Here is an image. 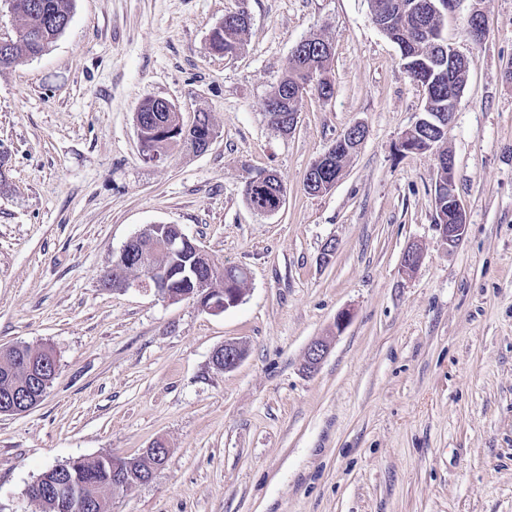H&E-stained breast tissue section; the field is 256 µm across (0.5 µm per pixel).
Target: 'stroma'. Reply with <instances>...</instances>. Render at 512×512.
<instances>
[{
    "label": "stroma",
    "instance_id": "stroma-1",
    "mask_svg": "<svg viewBox=\"0 0 512 512\" xmlns=\"http://www.w3.org/2000/svg\"><path fill=\"white\" fill-rule=\"evenodd\" d=\"M241 9L237 51L216 53L213 28ZM441 26L469 61L445 143L466 217L453 248L434 222L438 150H400L424 91L368 0H73L45 52L0 67V347L58 360L40 403L0 415V512H41L26 490L54 465L159 439L165 467L111 512H512V0H455ZM314 36L334 94L308 91L285 134L266 101ZM147 97L187 125L208 113L209 149L145 160ZM355 124L342 176L309 194L310 165ZM262 171L286 189L272 214L244 196ZM150 224L245 268L242 301L103 287ZM227 340L246 349L231 371L212 363Z\"/></svg>",
    "mask_w": 512,
    "mask_h": 512
}]
</instances>
